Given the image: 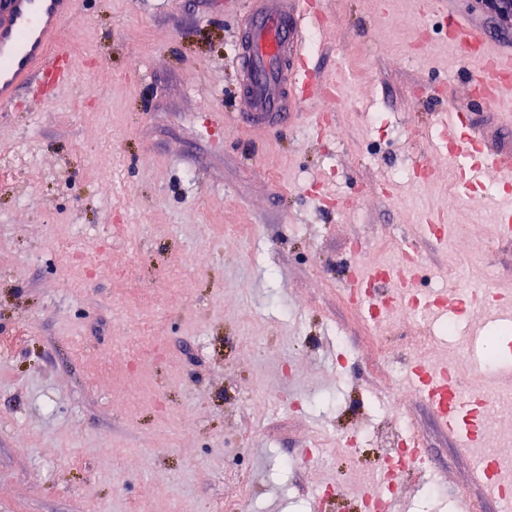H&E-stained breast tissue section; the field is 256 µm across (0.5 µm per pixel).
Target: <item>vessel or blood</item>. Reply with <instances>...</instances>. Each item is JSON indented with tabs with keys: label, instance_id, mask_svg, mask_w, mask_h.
I'll return each mask as SVG.
<instances>
[{
	"label": "vessel or blood",
	"instance_id": "vessel-or-blood-1",
	"mask_svg": "<svg viewBox=\"0 0 512 512\" xmlns=\"http://www.w3.org/2000/svg\"><path fill=\"white\" fill-rule=\"evenodd\" d=\"M74 11L75 0H9L6 13L0 14V111L9 109L19 89L43 71H55L58 83L68 81L69 70L58 66L68 53L56 46L55 39ZM315 14L312 0H247L234 58L244 105L239 123L273 129L301 111L303 88L310 81L304 68V32ZM446 27L449 42L475 64L477 77L495 82L487 104L511 122L512 85L500 77L512 73V49L499 47L483 28L466 18L449 17ZM439 125L443 147L458 162L459 188L470 190L491 171L502 177L512 175V161L487 147L467 115L448 110L440 113ZM365 281V276L353 275L352 299L368 304L373 317L387 314L391 302L367 303L361 292ZM405 384L434 409L444 427L458 434L462 446L480 445L479 414L456 388L450 369L438 365L424 369L414 363L405 374ZM471 470L486 494L499 500L504 512H512V486L500 480L497 468L476 456Z\"/></svg>",
	"mask_w": 512,
	"mask_h": 512
}]
</instances>
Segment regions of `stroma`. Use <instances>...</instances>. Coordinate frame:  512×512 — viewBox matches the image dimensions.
Wrapping results in <instances>:
<instances>
[{
    "mask_svg": "<svg viewBox=\"0 0 512 512\" xmlns=\"http://www.w3.org/2000/svg\"><path fill=\"white\" fill-rule=\"evenodd\" d=\"M320 3L318 84L279 132L219 119L240 108L243 0H79L81 42L57 38L70 83L45 75L0 112V155L16 156L0 176V512H224L238 497L249 512H365L383 455L412 434L427 468L400 474L386 512H501L400 375L421 348L512 394L505 317L469 302L374 320L347 287L408 245L416 293L447 289L458 265L512 292L500 187L460 194L435 124L470 113L512 152L445 21L511 47L512 31L479 0ZM336 83L345 101L324 111ZM432 217L445 240L423 235ZM451 318L457 335L442 334ZM480 329L500 359L478 376L465 348Z\"/></svg>",
    "mask_w": 512,
    "mask_h": 512,
    "instance_id": "1",
    "label": "stroma"
}]
</instances>
